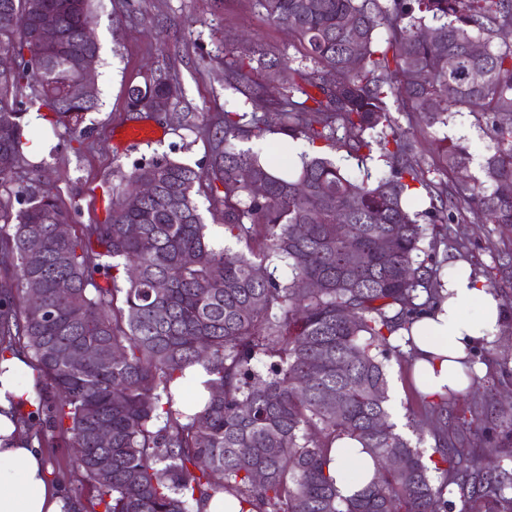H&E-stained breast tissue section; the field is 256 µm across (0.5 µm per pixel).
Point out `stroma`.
<instances>
[{"label":"stroma","mask_w":512,"mask_h":512,"mask_svg":"<svg viewBox=\"0 0 512 512\" xmlns=\"http://www.w3.org/2000/svg\"><path fill=\"white\" fill-rule=\"evenodd\" d=\"M255 0H92L93 30L99 44L96 70L98 107L86 114L85 136L44 119L39 112L25 116L27 137L39 143L34 154H24L16 174L0 185V210H17V192L36 169L44 171L63 209L79 202L72 225L104 223L111 194L121 191L135 163L167 156L192 166L205 165L209 144L205 136L180 129L187 113L219 117L227 112H248L246 98L224 86V69L233 60L232 43L248 35L267 58H294L293 39L274 25L261 21ZM158 68L170 70L182 93L169 113L132 112L126 89L143 83ZM126 126L150 127L156 135L139 142H116L114 131ZM446 132L471 153L472 175L491 143L489 127L475 125L471 116L453 117ZM512 253V225L455 223L448 227V247L436 254L440 277H447L457 259H465L480 277L499 283L496 294L505 320L495 337L493 351L476 346L472 359L481 389L476 398L463 397L449 404V431L465 420L472 448H494L512 470V269L502 270L498 257ZM412 354L393 343L387 361L391 387V420L399 427L428 429L427 411L411 379ZM53 479L63 494L80 491L81 475L72 452L63 443L42 444Z\"/></svg>","instance_id":"stroma-1"}]
</instances>
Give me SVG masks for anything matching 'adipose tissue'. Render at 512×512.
<instances>
[{"label":"adipose tissue","mask_w":512,"mask_h":512,"mask_svg":"<svg viewBox=\"0 0 512 512\" xmlns=\"http://www.w3.org/2000/svg\"><path fill=\"white\" fill-rule=\"evenodd\" d=\"M445 288L447 299L413 328V382L431 401L468 388L462 362L496 332L503 315L500 301L469 271L449 274ZM33 373L24 354L0 358V512H78L77 503L52 485L43 456L14 419L16 408L35 399L28 382ZM332 456L329 473L342 497H354L376 475L371 456L354 440H338Z\"/></svg>","instance_id":"adipose-tissue-1"}]
</instances>
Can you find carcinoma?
Instances as JSON below:
<instances>
[{
    "label": "carcinoma",
    "instance_id": "obj_1",
    "mask_svg": "<svg viewBox=\"0 0 512 512\" xmlns=\"http://www.w3.org/2000/svg\"><path fill=\"white\" fill-rule=\"evenodd\" d=\"M35 1L60 2L0 0V52L20 58L19 69L0 71L1 181L19 167L30 109L75 132L97 106L68 96L85 54L81 18L62 15L58 44L44 49L27 34ZM256 3L298 42L305 64L271 62L287 85L273 99L251 76L256 49L238 46L224 86L254 111L184 124L208 134L206 167L166 156L136 164L128 182L150 181L154 194L131 188L112 201L105 223L66 237L57 227L69 213L37 170L19 191V208L0 211V222L13 225L0 235L8 274L0 280V355L27 353L49 388L35 409L19 412L20 430L42 442L35 425L44 414L52 437L72 449L86 490L81 512H200L214 496L255 512H447L450 485L465 504L512 512V471L491 474L484 449L443 437L448 402L460 394L430 403L428 456L423 435L414 443L396 431L386 407L392 334L444 299L443 283L419 259L423 241L436 251L448 241L446 224L468 213L481 224H512V125L492 123L483 180L469 188L466 212L453 214L448 186L414 164L415 133L399 127L391 104L412 113L422 132L463 111L479 123L512 112V43L499 39L512 28V0ZM428 15L437 25L424 24ZM477 39L487 45L482 55L470 52ZM473 71L482 82L470 80ZM22 88L30 89L24 101L15 96ZM179 95L159 68L127 90V107L168 109ZM274 127L361 161L376 149L381 172L359 177L318 151L294 171L281 154L239 146ZM434 158L437 170L461 175L472 162L446 135L434 139ZM257 180L265 193L255 192ZM203 186L207 211L245 249L212 244L197 200ZM422 189L427 206L416 211ZM131 224L138 235L128 234ZM32 237L41 240L36 255L26 249ZM381 239L388 250H379ZM274 262L288 266V279L268 270ZM306 279L319 287H299ZM32 284L48 311L29 303ZM88 349L102 361H86ZM196 364L211 376L209 399L195 410L185 386L177 408L174 383ZM102 423L112 425L108 447L95 434ZM344 437L377 470L350 499L338 496L329 474L331 450Z\"/></svg>",
    "mask_w": 512,
    "mask_h": 512
}]
</instances>
